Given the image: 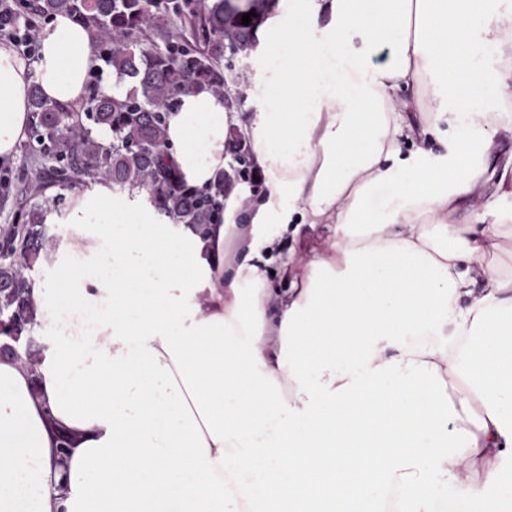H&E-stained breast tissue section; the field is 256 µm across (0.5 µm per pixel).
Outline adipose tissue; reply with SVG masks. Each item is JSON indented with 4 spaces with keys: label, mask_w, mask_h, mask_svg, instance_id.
I'll return each instance as SVG.
<instances>
[{
    "label": "adipose tissue",
    "mask_w": 512,
    "mask_h": 512,
    "mask_svg": "<svg viewBox=\"0 0 512 512\" xmlns=\"http://www.w3.org/2000/svg\"><path fill=\"white\" fill-rule=\"evenodd\" d=\"M253 52L251 114L184 96L168 142L202 190L244 129L261 193L235 187L204 236L138 188L47 215L36 364L0 358V512H512V277L485 261L504 226L474 161L512 96V11L277 0ZM97 65L64 14L35 62L0 44V158L31 84L77 105ZM288 224L331 232L277 251Z\"/></svg>",
    "instance_id": "1"
}]
</instances>
